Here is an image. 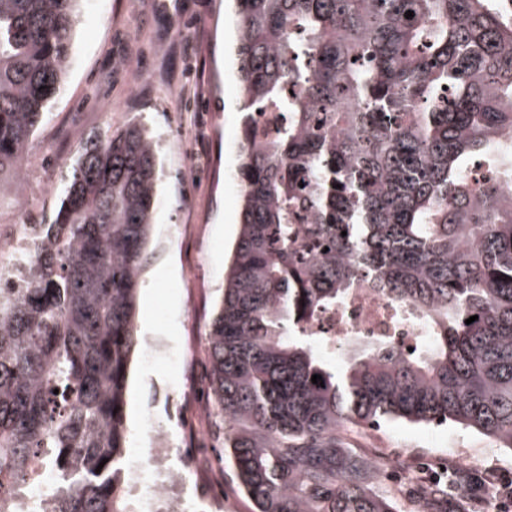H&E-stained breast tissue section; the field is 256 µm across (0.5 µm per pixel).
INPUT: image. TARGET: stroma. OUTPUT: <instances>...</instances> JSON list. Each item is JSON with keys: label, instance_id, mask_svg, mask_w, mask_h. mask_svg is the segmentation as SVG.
<instances>
[{"label": "stroma", "instance_id": "35a3bbf8", "mask_svg": "<svg viewBox=\"0 0 512 512\" xmlns=\"http://www.w3.org/2000/svg\"><path fill=\"white\" fill-rule=\"evenodd\" d=\"M230 0H78L67 70L49 115L35 131L20 172L0 173V229L40 224L64 197L82 141L137 120L153 136L161 169L154 236L142 275L137 333L160 356L135 351L126 399L128 447L146 419L168 425L175 447L223 443L210 388L209 324L224 259L239 226L238 192L225 169L238 141L230 62ZM345 450L399 456L412 477L403 488L372 481L395 512H447L469 496L460 486L432 494L428 474L462 471L512 476V451L456 424L391 421L376 433L352 426Z\"/></svg>", "mask_w": 512, "mask_h": 512}]
</instances>
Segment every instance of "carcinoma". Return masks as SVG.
<instances>
[{"mask_svg":"<svg viewBox=\"0 0 512 512\" xmlns=\"http://www.w3.org/2000/svg\"><path fill=\"white\" fill-rule=\"evenodd\" d=\"M76 2L0 0V171L60 90ZM234 2L239 231L208 333L223 461L255 512H394L341 447L347 426L451 422L512 451V15L498 0ZM256 112L279 114L271 134ZM156 157L137 123L86 139L18 287H0V512L53 474L71 479L50 512H126ZM355 286L422 313L430 346L352 337L336 367L311 322Z\"/></svg>","mask_w":512,"mask_h":512,"instance_id":"1","label":"carcinoma"}]
</instances>
